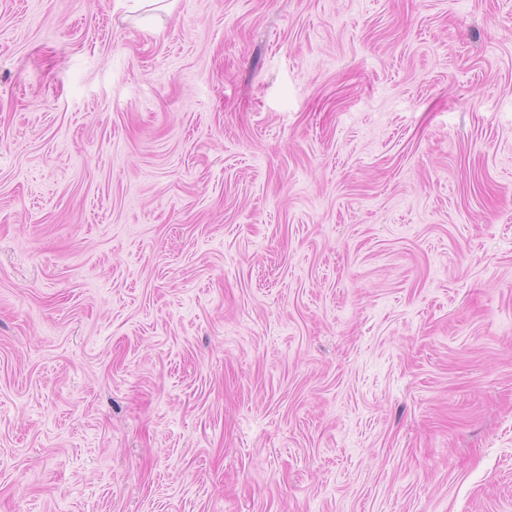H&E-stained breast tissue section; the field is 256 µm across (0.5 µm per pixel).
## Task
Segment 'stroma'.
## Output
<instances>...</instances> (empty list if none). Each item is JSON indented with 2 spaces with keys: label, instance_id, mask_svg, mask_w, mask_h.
<instances>
[{
  "label": "stroma",
  "instance_id": "1",
  "mask_svg": "<svg viewBox=\"0 0 512 512\" xmlns=\"http://www.w3.org/2000/svg\"><path fill=\"white\" fill-rule=\"evenodd\" d=\"M0 512H512V0H0Z\"/></svg>",
  "mask_w": 512,
  "mask_h": 512
}]
</instances>
